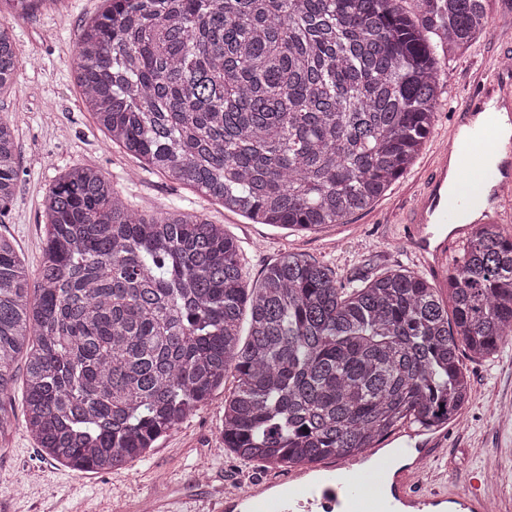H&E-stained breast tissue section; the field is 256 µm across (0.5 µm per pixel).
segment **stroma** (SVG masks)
Masks as SVG:
<instances>
[{"mask_svg": "<svg viewBox=\"0 0 512 512\" xmlns=\"http://www.w3.org/2000/svg\"><path fill=\"white\" fill-rule=\"evenodd\" d=\"M100 0H47L13 23L21 66L8 92L0 94V116L13 121L20 181L0 231L15 240L27 271L38 267L44 246L43 197L73 165L97 168L138 210L163 211L178 206L221 225L239 247L249 284L282 254L296 253L328 265L337 281L371 270L420 272L411 254L405 219L423 189L436 152L447 139L453 115L474 84L494 72L498 58L512 55V41L499 30L512 28V13L493 5L489 29L467 49L448 59L443 77L446 105L416 163L370 208L317 231L254 224L224 211L194 188L142 167L113 146L86 112L73 78L74 46L81 25L99 11ZM471 391L434 465L447 483L483 479L499 512H512V421L500 422L501 408L512 407V340L491 356L463 355ZM234 375L178 429L160 439L150 454L110 473H79L44 457L29 435L20 410V391L11 399L16 410L0 432V512H122L149 494L203 499L224 493L225 479L268 476V469L245 463L224 446L219 432L224 398ZM212 476L198 480V471Z\"/></svg>", "mask_w": 512, "mask_h": 512, "instance_id": "stroma-1", "label": "stroma"}]
</instances>
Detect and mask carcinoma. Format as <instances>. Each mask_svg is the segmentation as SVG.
<instances>
[{"label":"carcinoma","mask_w":512,"mask_h":512,"mask_svg":"<svg viewBox=\"0 0 512 512\" xmlns=\"http://www.w3.org/2000/svg\"><path fill=\"white\" fill-rule=\"evenodd\" d=\"M45 0H0V91L10 21ZM103 0L75 44L85 109L143 166L254 224L316 231L370 207L413 165L443 108L448 55L494 0ZM19 180L0 116V223ZM29 275L0 233V431L26 354V428L78 472L144 458L233 372L224 447L268 469L366 454L406 423L458 418L460 355L512 335V235L474 228L448 274L387 270L337 282L284 253L247 287L237 246L184 209L128 206L75 165L44 197ZM249 315V334L240 321Z\"/></svg>","instance_id":"carcinoma-1"}]
</instances>
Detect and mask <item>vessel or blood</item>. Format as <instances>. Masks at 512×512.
Listing matches in <instances>:
<instances>
[{
    "mask_svg": "<svg viewBox=\"0 0 512 512\" xmlns=\"http://www.w3.org/2000/svg\"><path fill=\"white\" fill-rule=\"evenodd\" d=\"M512 105V82L490 79L475 86L472 96L457 114L450 144L459 158L456 173L448 171V154L440 153L425 187L411 207L409 221L415 226L412 252L426 268H439L448 255L449 240L435 241L437 224L466 226L458 222L460 208L479 202L486 191L501 192L512 187V154L498 164L483 165V158L498 150L494 129L497 114ZM484 115L473 124L475 115ZM455 181L456 204H449L446 187ZM390 448L369 449L367 466L356 469L348 464L324 465L323 474L307 480L297 471L273 478L247 480L225 490L221 504L212 512H487L488 498L479 486L463 490L416 489L425 460L434 455V439H418L409 431L390 436Z\"/></svg>",
    "mask_w": 512,
    "mask_h": 512,
    "instance_id": "vessel-or-blood-1",
    "label": "vessel or blood"
}]
</instances>
